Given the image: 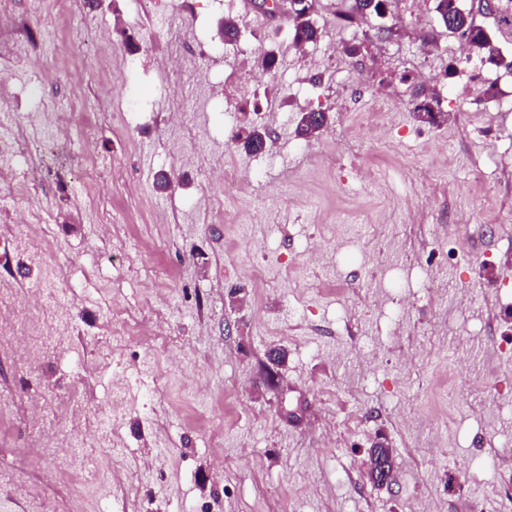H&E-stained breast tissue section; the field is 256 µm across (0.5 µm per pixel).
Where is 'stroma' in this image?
Returning <instances> with one entry per match:
<instances>
[{
  "label": "stroma",
  "instance_id": "obj_1",
  "mask_svg": "<svg viewBox=\"0 0 512 512\" xmlns=\"http://www.w3.org/2000/svg\"><path fill=\"white\" fill-rule=\"evenodd\" d=\"M13 2L38 52L9 76L22 109L0 96V133L15 135L12 175L30 193L14 200L0 183V225L25 203L53 213L45 249L75 308L70 337L34 368L0 353V512H479L486 497L512 512V110L483 135L457 111L453 83L409 80L411 20L393 8L368 19L353 56L316 13L322 35L304 61L287 15L238 0ZM228 20L250 54L225 47ZM49 21L59 35L104 34L111 56L70 61ZM270 50L278 63L266 71ZM372 57L444 121L407 106L383 137L337 141L344 72ZM171 58L177 70L164 68ZM246 67L260 93L245 115L219 92ZM48 93L75 119L40 153L44 130L28 115ZM100 98L111 119L88 141L82 103ZM305 111L329 122L302 140ZM228 124L264 129L279 163L262 168L227 140ZM80 154L104 170L92 196ZM227 164L251 175L236 201L211 180ZM359 166L374 177L359 180ZM160 172L173 180L164 193ZM116 306L139 323L164 319L170 347L151 365L111 325ZM272 347L287 357L270 387ZM119 369L132 403L118 428L102 435L95 417L61 415L59 395L104 404ZM35 402L48 424L79 434L92 477L68 478L71 449L33 445ZM379 441L393 450L389 489L363 471ZM16 483L36 505L14 496Z\"/></svg>",
  "mask_w": 512,
  "mask_h": 512
}]
</instances>
